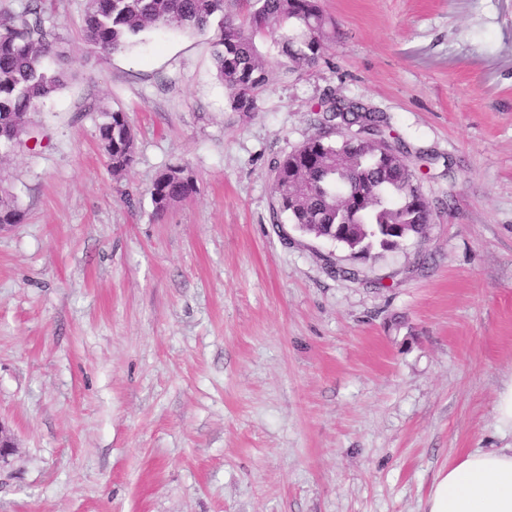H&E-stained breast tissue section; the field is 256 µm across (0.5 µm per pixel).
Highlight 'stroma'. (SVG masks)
<instances>
[{
	"label": "stroma",
	"mask_w": 512,
	"mask_h": 512,
	"mask_svg": "<svg viewBox=\"0 0 512 512\" xmlns=\"http://www.w3.org/2000/svg\"><path fill=\"white\" fill-rule=\"evenodd\" d=\"M43 3L70 78L0 159L24 211L0 233V512H425L449 463L512 445V0H322L323 60L248 114L215 29L103 57L86 0ZM329 98L409 144L423 236L354 261L273 215V163ZM173 166L197 191L158 217ZM99 136L113 172L126 169L134 160V135L128 118L121 111L103 113Z\"/></svg>",
	"instance_id": "1"
}]
</instances>
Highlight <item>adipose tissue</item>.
I'll return each instance as SVG.
<instances>
[{
  "instance_id": "1",
  "label": "adipose tissue",
  "mask_w": 512,
  "mask_h": 512,
  "mask_svg": "<svg viewBox=\"0 0 512 512\" xmlns=\"http://www.w3.org/2000/svg\"><path fill=\"white\" fill-rule=\"evenodd\" d=\"M426 512H512V448L461 455L439 472Z\"/></svg>"
}]
</instances>
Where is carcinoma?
<instances>
[{
  "instance_id": "obj_1",
  "label": "carcinoma",
  "mask_w": 512,
  "mask_h": 512,
  "mask_svg": "<svg viewBox=\"0 0 512 512\" xmlns=\"http://www.w3.org/2000/svg\"><path fill=\"white\" fill-rule=\"evenodd\" d=\"M41 0H30L18 15L0 16V158L26 146L31 112L62 88L66 72L50 69L51 32ZM217 23L216 78L229 93L235 112L256 110V93L273 69L298 71L317 66L331 38L333 22L320 0H87L82 30L86 43L109 55L125 49L140 33L154 29L203 32ZM271 38L269 59L257 40ZM349 120L364 134L340 143L328 141L333 122ZM323 132L280 158L274 167L273 214H288L295 225L308 224L310 237L333 239L337 225L357 224L372 248L391 251L397 242L387 228L403 225L406 237L421 236L429 207L405 159L407 145L389 143L385 117L359 103L332 99L319 120ZM99 136L112 171L134 160V135L121 111L103 113ZM196 179L183 166L170 167L153 182L155 214L192 196ZM20 207L0 189V224H12Z\"/></svg>"
}]
</instances>
